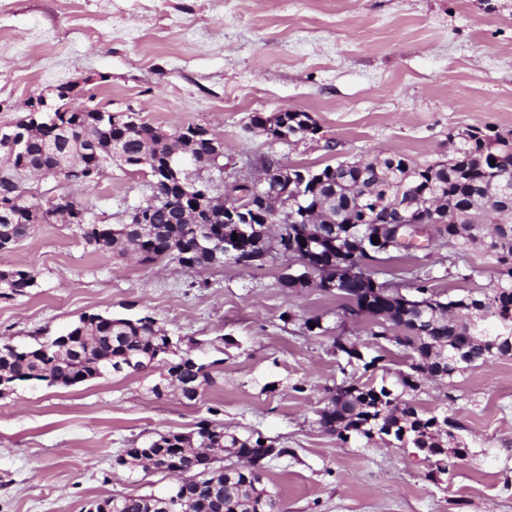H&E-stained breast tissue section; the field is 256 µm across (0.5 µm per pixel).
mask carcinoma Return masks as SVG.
Returning a JSON list of instances; mask_svg holds the SVG:
<instances>
[{
    "instance_id": "obj_1",
    "label": "carcinoma",
    "mask_w": 512,
    "mask_h": 512,
    "mask_svg": "<svg viewBox=\"0 0 512 512\" xmlns=\"http://www.w3.org/2000/svg\"><path fill=\"white\" fill-rule=\"evenodd\" d=\"M469 130L467 138L450 140L448 160L427 166L388 155L355 170L343 162L319 169L304 167L311 189L302 203L317 222L276 225L285 247L306 238L325 267L348 260L370 268L418 249L420 242L409 240L382 255L355 247L364 242L360 236V229L366 227L364 212L377 209L396 216L399 206L410 200L414 213L431 208L439 212L443 220L439 233L458 254H466L481 241L495 260L496 278L477 294L441 293L431 287L427 274L404 281L402 290L389 291L387 298L369 280L345 282L335 289L343 301V316H355V307L365 302L375 309V322L365 327L372 339L369 344L347 336L334 340V354L361 371V376L331 391L318 423L346 444L352 439L369 443L377 438L397 448H412L432 467L429 477L433 480L468 456L469 443L458 422L425 412L404 395L421 390L427 376L452 378L512 352V190L503 189L512 184V130L501 132L489 125ZM184 148L181 139L167 137L147 123H114L109 112L58 108L44 114V125L25 149V162L54 170L78 158L82 167L98 171L112 163L149 170L153 194L144 210L151 212V223H139L134 212L115 226L84 218L76 224L83 240L99 250L119 256L131 251L146 263L172 257L192 269L222 266L226 261L242 267L263 265L265 259L253 243L247 250L213 260L214 251L237 229L224 223L220 209L201 211L196 222L182 218L184 204L189 202L187 190L166 184L157 174L177 162ZM292 198L286 181L265 195L271 210ZM7 201L11 221L0 222V238L16 244L28 237L34 225L55 221V212L21 194ZM334 226L347 237L342 250L331 236ZM35 284L36 275L26 268L0 270V300L23 296ZM479 311L485 319L477 327L469 329L459 321V316ZM198 346L193 339L172 340L148 315L133 319L90 314L35 346L0 350V377L12 386L32 380L74 386L111 373L146 375L161 365L166 372L160 373L149 392L160 399L177 384L182 397L192 402L213 383L209 365L195 355ZM393 347L410 351L407 371L392 382L384 378L374 382L371 374L382 368ZM140 447L154 449L162 464L188 468L192 484L188 495L180 497L178 487L163 496L117 494L96 502L95 512H285L278 490L263 484L269 462L289 454L272 441L262 444L258 437L227 432L222 422L205 421L194 437L150 436L140 446L125 449L115 464L125 461L134 469H148L146 464L139 465ZM184 448H209L218 456L233 452L247 458L251 468L240 470L222 461L212 465L184 454Z\"/></svg>"
}]
</instances>
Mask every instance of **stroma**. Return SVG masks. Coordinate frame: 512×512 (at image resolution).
<instances>
[{
  "label": "stroma",
  "instance_id": "1",
  "mask_svg": "<svg viewBox=\"0 0 512 512\" xmlns=\"http://www.w3.org/2000/svg\"><path fill=\"white\" fill-rule=\"evenodd\" d=\"M38 96L54 107L130 106L169 131L207 127L224 141L223 170L208 172L220 192L272 148L314 169L381 153L424 166L447 159L449 133L512 129V0H0V129ZM283 109L309 113L322 140L274 146L252 128V115ZM31 188L82 199L99 224L125 222L152 194L148 171L117 167L96 186L50 177ZM453 262L473 266V277H450ZM286 265L144 264L58 222L0 251V269L37 274L29 294L0 300L1 340L32 344L85 314L150 315L171 336L203 341L198 356L214 379L193 402L155 398L147 378L109 375L1 395L0 512H89L114 494L167 493L173 478L130 482L116 456L215 415L226 430L288 449L264 475L285 512H512V356L410 394L421 410L459 421L471 447L430 480L410 449L345 444L320 428L327 390L343 379L332 341L362 336L365 324L342 318L321 289L281 287ZM415 267L452 294L495 275L483 246L461 257L438 237L418 257L388 263V276ZM286 311L293 321H282ZM313 318L322 333L306 330ZM299 381L304 391H294ZM265 382L275 390L261 392Z\"/></svg>",
  "mask_w": 512,
  "mask_h": 512
}]
</instances>
